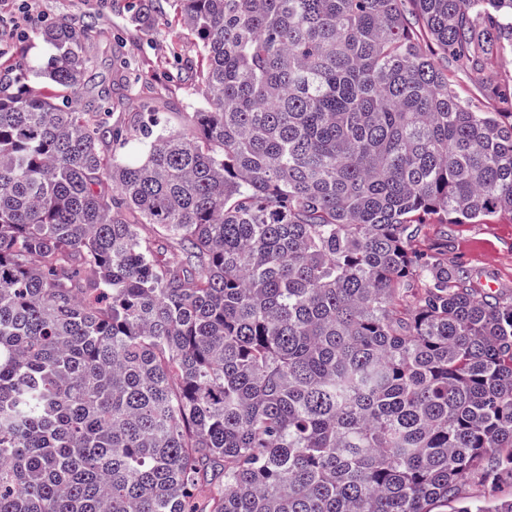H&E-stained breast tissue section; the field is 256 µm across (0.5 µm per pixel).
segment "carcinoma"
<instances>
[{
  "instance_id": "carcinoma-1",
  "label": "carcinoma",
  "mask_w": 512,
  "mask_h": 512,
  "mask_svg": "<svg viewBox=\"0 0 512 512\" xmlns=\"http://www.w3.org/2000/svg\"><path fill=\"white\" fill-rule=\"evenodd\" d=\"M407 2L460 66L512 54V0H140L205 104L126 129L78 104L93 25L32 30L45 64L0 73V512H512L459 497L512 480V300L423 248L512 216V120ZM432 53L448 74V83L460 99L478 112H512V56H502L491 70L461 68L437 50Z\"/></svg>"
}]
</instances>
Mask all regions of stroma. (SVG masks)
Segmentation results:
<instances>
[{
  "label": "stroma",
  "instance_id": "stroma-1",
  "mask_svg": "<svg viewBox=\"0 0 512 512\" xmlns=\"http://www.w3.org/2000/svg\"><path fill=\"white\" fill-rule=\"evenodd\" d=\"M25 8L36 22L67 18L96 26L93 76L82 97L90 102L111 98L113 122H126L129 113L146 105L177 128L183 113L203 106L183 69L198 47L180 25L144 32L130 12L113 8L112 0H25ZM436 61L473 110L512 112L511 55L500 57L489 70L461 68L442 55ZM428 237L445 262L465 267L474 282L494 281L498 293L512 299V216L476 224L436 223L429 225Z\"/></svg>",
  "mask_w": 512,
  "mask_h": 512
}]
</instances>
